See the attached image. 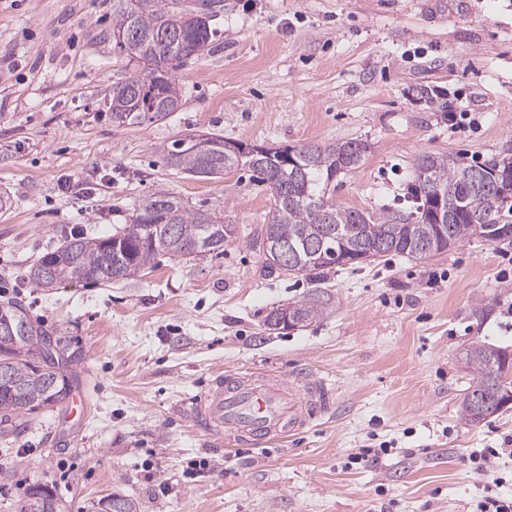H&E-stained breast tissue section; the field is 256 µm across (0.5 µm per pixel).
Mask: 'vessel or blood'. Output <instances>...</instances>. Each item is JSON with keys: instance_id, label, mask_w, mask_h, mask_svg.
Masks as SVG:
<instances>
[{"instance_id": "vessel-or-blood-1", "label": "vessel or blood", "mask_w": 512, "mask_h": 512, "mask_svg": "<svg viewBox=\"0 0 512 512\" xmlns=\"http://www.w3.org/2000/svg\"><path fill=\"white\" fill-rule=\"evenodd\" d=\"M332 402V391L308 371L286 379L221 373L193 398L191 414L209 436L264 448L275 439L300 434Z\"/></svg>"}]
</instances>
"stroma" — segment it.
Here are the masks:
<instances>
[{"label": "stroma", "mask_w": 512, "mask_h": 512, "mask_svg": "<svg viewBox=\"0 0 512 512\" xmlns=\"http://www.w3.org/2000/svg\"><path fill=\"white\" fill-rule=\"evenodd\" d=\"M111 26L112 0H0V303L78 341L71 389L86 399L77 421L63 403L0 423V512H20L37 483L66 512L112 493L139 512H471L486 494L471 456L512 440V408L465 424L462 356L475 344L512 352V244L477 238L318 281L271 274L251 245L267 188L243 170L189 176L163 150L203 133L363 140L336 201L409 213L419 154L512 156V0H224L221 37L176 72L180 109L130 126L108 110L126 65ZM158 188L223 211L236 240L109 286H31L37 258L77 235L111 236ZM313 292L327 302L318 319L267 327L273 309ZM303 368L334 404L294 439L229 452L186 419L214 372ZM380 447L378 464L352 463ZM202 458L209 468H190Z\"/></svg>", "instance_id": "stroma-1"}]
</instances>
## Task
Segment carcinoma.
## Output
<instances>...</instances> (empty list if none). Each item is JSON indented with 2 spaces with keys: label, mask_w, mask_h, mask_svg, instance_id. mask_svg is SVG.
I'll list each match as a JSON object with an SVG mask.
<instances>
[{
  "label": "carcinoma",
  "mask_w": 512,
  "mask_h": 512,
  "mask_svg": "<svg viewBox=\"0 0 512 512\" xmlns=\"http://www.w3.org/2000/svg\"><path fill=\"white\" fill-rule=\"evenodd\" d=\"M216 34L215 22L203 25L197 19L196 0H112V45L128 66L127 75L112 84V122L142 124L178 110L182 89L173 71L209 51ZM226 144L213 133L181 136L167 148L166 160L205 179L247 169L269 186L273 203L252 246L271 273L285 277L304 273L318 279L335 266L350 264L347 257L362 256L382 243L386 256L425 260L473 238L512 242V236L502 234L512 227V190H480L471 180L476 172L496 168L499 159L471 165L448 154L419 155L413 162L415 211L397 216L344 207L333 198L338 177L356 169L367 151L362 140L277 147L265 155L256 153L252 144L235 141L232 149ZM431 188L447 197L452 209L441 224L434 217L436 195L429 192ZM236 237L237 225L224 222L223 213L192 209L180 197L158 189L138 204L130 223L120 231L104 239L73 237L55 250L59 259L50 270L39 262L33 264L29 279L36 288L110 284L136 276L160 255L222 254L224 245ZM314 242L322 246L315 259L305 250ZM285 246L297 249L288 269L280 263ZM285 309L296 327L319 318L324 306L320 297L310 295ZM5 324L13 326L16 338L0 348V365L8 374L7 380H0V420L63 402L70 386L64 370L81 364L82 350L71 337L57 336V351L47 356L45 337L50 332L34 323L16 301L0 306V327ZM465 364L473 378L461 404L462 419L479 424L508 409L512 353L475 345L466 351ZM34 491L28 489L21 512H63L56 494L35 500Z\"/></svg>",
  "instance_id": "carcinoma-1"
}]
</instances>
